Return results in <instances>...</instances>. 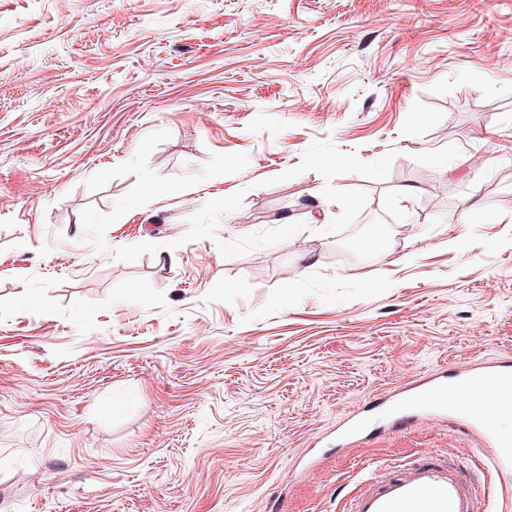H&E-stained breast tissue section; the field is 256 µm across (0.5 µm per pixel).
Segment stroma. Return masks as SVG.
Masks as SVG:
<instances>
[{
    "label": "stroma",
    "mask_w": 512,
    "mask_h": 512,
    "mask_svg": "<svg viewBox=\"0 0 512 512\" xmlns=\"http://www.w3.org/2000/svg\"><path fill=\"white\" fill-rule=\"evenodd\" d=\"M502 361L512 0H0V512L492 485L378 404Z\"/></svg>",
    "instance_id": "35a3bbf8"
}]
</instances>
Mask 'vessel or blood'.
Listing matches in <instances>:
<instances>
[{"label": "vessel or blood", "mask_w": 512, "mask_h": 512, "mask_svg": "<svg viewBox=\"0 0 512 512\" xmlns=\"http://www.w3.org/2000/svg\"><path fill=\"white\" fill-rule=\"evenodd\" d=\"M512 371L492 364L455 375H440L422 390H406L389 397L385 409L393 422L432 415L459 423L475 434L497 476L503 494L512 493V438L496 433L490 426V404L473 401L452 403L449 393L473 389L487 380H504ZM485 488L467 484L459 471L439 455L424 452L412 464L382 479L370 478L365 489L351 495L344 512H481Z\"/></svg>", "instance_id": "vessel-or-blood-1"}]
</instances>
